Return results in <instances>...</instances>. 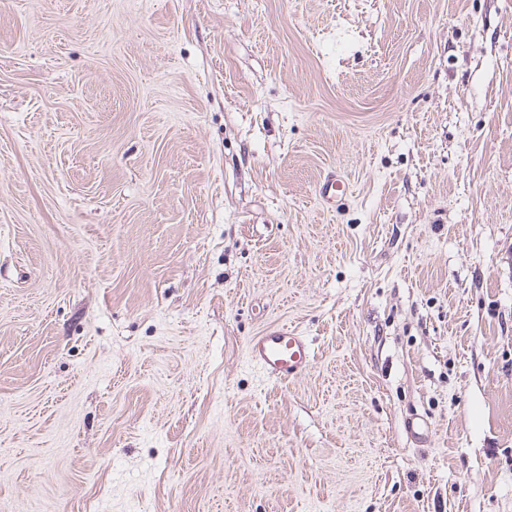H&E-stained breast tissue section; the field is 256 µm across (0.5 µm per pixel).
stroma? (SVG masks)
<instances>
[{"label":"stroma","mask_w":512,"mask_h":512,"mask_svg":"<svg viewBox=\"0 0 512 512\" xmlns=\"http://www.w3.org/2000/svg\"><path fill=\"white\" fill-rule=\"evenodd\" d=\"M0 512H512V0H0ZM347 190V184L342 175L329 171L320 181L318 187L319 199L327 204L342 200ZM250 362L265 376L288 381L306 373L314 361L305 336L296 330L270 325L247 343Z\"/></svg>","instance_id":"stroma-1"}]
</instances>
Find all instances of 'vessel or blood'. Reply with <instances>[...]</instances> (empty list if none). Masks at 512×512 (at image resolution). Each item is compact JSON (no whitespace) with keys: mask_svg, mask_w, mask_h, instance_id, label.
<instances>
[{"mask_svg":"<svg viewBox=\"0 0 512 512\" xmlns=\"http://www.w3.org/2000/svg\"><path fill=\"white\" fill-rule=\"evenodd\" d=\"M346 190L344 177L332 170L320 181L318 196L322 202L330 204L342 200ZM247 354L259 371L280 382L300 377L314 361V353L305 336L277 325L268 326L251 337Z\"/></svg>","mask_w":512,"mask_h":512,"instance_id":"obj_1","label":"vessel or blood"}]
</instances>
